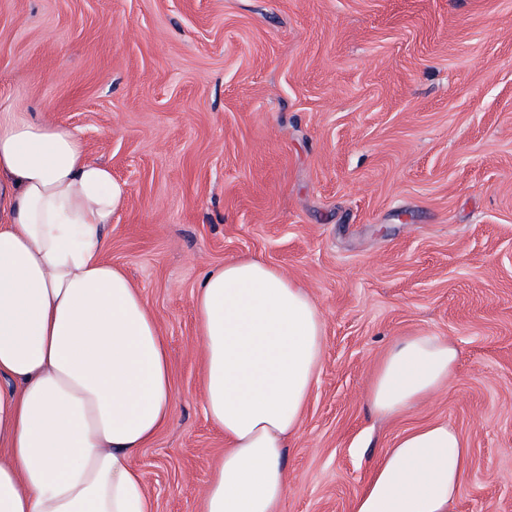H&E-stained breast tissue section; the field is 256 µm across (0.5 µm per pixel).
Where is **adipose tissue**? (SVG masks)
Listing matches in <instances>:
<instances>
[{"instance_id": "1", "label": "adipose tissue", "mask_w": 512, "mask_h": 512, "mask_svg": "<svg viewBox=\"0 0 512 512\" xmlns=\"http://www.w3.org/2000/svg\"><path fill=\"white\" fill-rule=\"evenodd\" d=\"M126 195L74 130L0 112V512H156L133 458L175 399L158 321L107 253ZM194 309L205 412L224 436L203 512H283L323 314L306 288L251 256L206 271ZM456 360L439 337H400L374 370L372 409L393 418L425 401ZM469 464L451 425L409 429L351 512H451Z\"/></svg>"}]
</instances>
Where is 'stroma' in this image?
I'll return each instance as SVG.
<instances>
[{"instance_id":"stroma-1","label":"stroma","mask_w":512,"mask_h":512,"mask_svg":"<svg viewBox=\"0 0 512 512\" xmlns=\"http://www.w3.org/2000/svg\"><path fill=\"white\" fill-rule=\"evenodd\" d=\"M75 129L127 197L107 230L170 352L175 412L134 457L157 512H201L224 453L194 290L253 256L300 282L324 356L284 512H349L404 430L471 449L453 512H512V0H0V108ZM447 389L384 419L402 336ZM456 360L455 348L438 336L400 337L374 370L367 391L372 409L393 418L425 401L447 387Z\"/></svg>"}]
</instances>
